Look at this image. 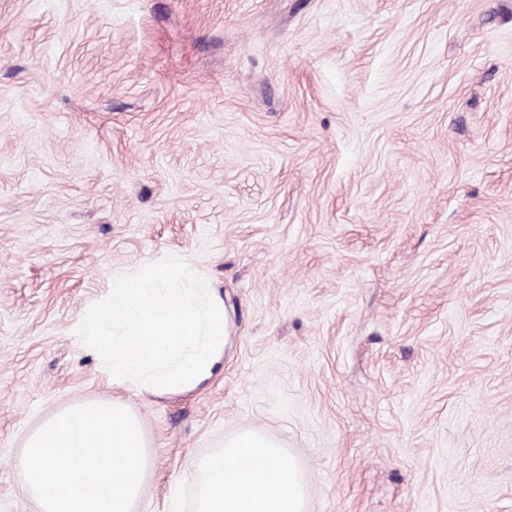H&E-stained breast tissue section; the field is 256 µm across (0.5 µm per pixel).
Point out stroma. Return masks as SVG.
Listing matches in <instances>:
<instances>
[{"instance_id": "1", "label": "stroma", "mask_w": 512, "mask_h": 512, "mask_svg": "<svg viewBox=\"0 0 512 512\" xmlns=\"http://www.w3.org/2000/svg\"><path fill=\"white\" fill-rule=\"evenodd\" d=\"M167 255L224 367L113 385L73 328ZM112 399L133 512H193L246 428L307 512H512V0H0V512H38L28 434Z\"/></svg>"}]
</instances>
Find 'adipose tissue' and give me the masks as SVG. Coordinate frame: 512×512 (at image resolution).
I'll return each mask as SVG.
<instances>
[{
  "label": "adipose tissue",
  "mask_w": 512,
  "mask_h": 512,
  "mask_svg": "<svg viewBox=\"0 0 512 512\" xmlns=\"http://www.w3.org/2000/svg\"><path fill=\"white\" fill-rule=\"evenodd\" d=\"M193 466L195 512H304L306 492L292 457L258 432L226 440L218 453Z\"/></svg>",
  "instance_id": "ef3b65f1"
}]
</instances>
